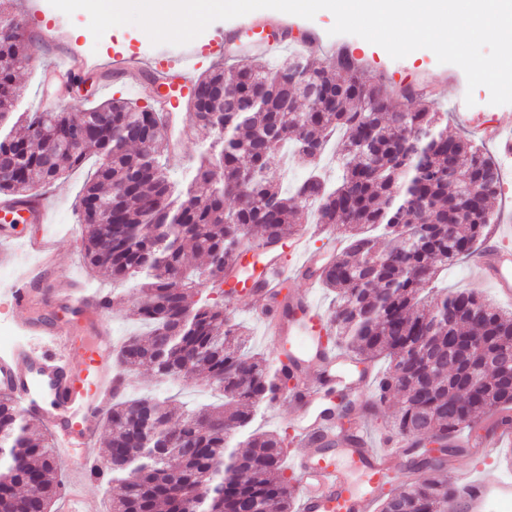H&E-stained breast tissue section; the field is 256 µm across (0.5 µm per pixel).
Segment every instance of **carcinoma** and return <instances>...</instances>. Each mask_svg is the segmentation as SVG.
I'll return each instance as SVG.
<instances>
[{
  "label": "carcinoma",
  "instance_id": "obj_1",
  "mask_svg": "<svg viewBox=\"0 0 512 512\" xmlns=\"http://www.w3.org/2000/svg\"><path fill=\"white\" fill-rule=\"evenodd\" d=\"M7 2L0 0V124L18 107L15 72L33 55ZM306 58L272 66L252 59L196 79L224 93V113L219 123L195 106L210 143L183 185L169 175L163 113L133 102L111 99L77 114L25 111L24 134L0 131V194L18 202L54 183L61 164L99 157L78 223L86 265L142 295L135 316L148 332L118 345L127 377L146 366L162 381L185 383L190 360L223 397L176 420L167 400L112 402L104 415L112 464L94 473L117 489L111 512H194L203 493L207 512H291L287 433L254 424L278 398L280 376L292 372L248 352L243 326L206 288L226 281L245 239L282 247L312 207L316 223L347 235L319 275L335 293L334 345L363 363L388 358L379 397L399 396L393 429L415 448L427 441L440 451L414 460V475L381 498L378 512H448V483L433 471L447 468L450 441L512 409V313L475 291L430 286L482 241L500 189L494 160L448 134V113L426 95L367 82L350 52L336 51L326 65ZM80 123L90 141L61 144ZM335 133L342 174L331 183L318 162ZM288 143L311 166L291 192L275 167ZM467 185L481 192L468 194ZM129 454L143 457L133 477ZM57 470L50 435L0 395V512H50Z\"/></svg>",
  "mask_w": 512,
  "mask_h": 512
}]
</instances>
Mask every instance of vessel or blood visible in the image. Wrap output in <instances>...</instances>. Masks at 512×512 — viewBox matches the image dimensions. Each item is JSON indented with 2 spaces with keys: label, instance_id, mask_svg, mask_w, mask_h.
<instances>
[{
  "label": "vessel or blood",
  "instance_id": "obj_1",
  "mask_svg": "<svg viewBox=\"0 0 512 512\" xmlns=\"http://www.w3.org/2000/svg\"><path fill=\"white\" fill-rule=\"evenodd\" d=\"M237 39V30L228 29L203 48L190 47L176 56L156 51L138 57L117 52L108 59L93 60L92 65L123 72L128 85L137 88L145 74H170L185 90L196 80L200 58L225 59ZM465 122L479 128L485 141L498 145L503 156L512 155V136L500 125L472 116ZM51 209L46 193L35 205L0 203V214L6 217L0 225V239L20 242L29 256L11 284L10 301L23 313L25 328L39 340L33 351L0 358V391L43 421L54 438L55 462L72 474L61 490L64 512H88L85 466L101 417L120 393L122 381L112 366L105 297L82 288L59 287L52 278L58 258L57 242L45 229ZM24 224L37 225V232H21ZM505 230L501 222L491 224L490 242L471 264L499 299L512 302V251L494 245ZM260 261L261 273L244 276L241 282L245 295L266 299L280 293L290 277L317 268L321 257L308 249L302 234L292 253L265 248ZM262 319L284 362L299 377L285 394L294 409L296 451L291 468L296 476L297 512H375L380 493L394 482V462L411 459L408 442L401 439L396 448L375 449L359 424L350 436L338 435L341 420L323 394L326 385H334L357 405L359 413H368L371 403L366 388L373 378L371 371L351 368L349 361L336 355L328 343L324 317L310 293L290 297L286 309H274ZM74 353L81 357L82 369L69 365ZM469 446L474 455L494 457L502 473L491 480L474 471L459 475L450 488L448 512H512V430L489 428Z\"/></svg>",
  "mask_w": 512,
  "mask_h": 512
}]
</instances>
